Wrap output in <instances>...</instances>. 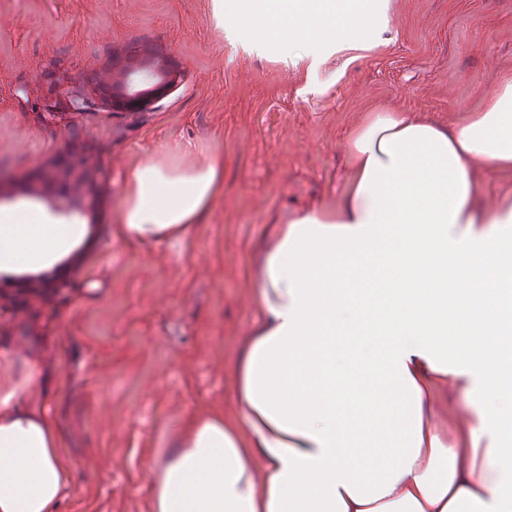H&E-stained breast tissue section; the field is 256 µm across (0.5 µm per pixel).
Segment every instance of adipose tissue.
Here are the masks:
<instances>
[{"label": "adipose tissue", "instance_id": "adipose-tissue-1", "mask_svg": "<svg viewBox=\"0 0 512 512\" xmlns=\"http://www.w3.org/2000/svg\"><path fill=\"white\" fill-rule=\"evenodd\" d=\"M216 26L247 27L248 52L288 39L289 68L315 75L331 56L380 47L368 28L387 13L367 0H250ZM351 173L333 205L275 215L254 264L255 316L235 363V410L184 418L157 467L150 512H512V386L494 346L512 242V196L477 197L480 174L512 177V71L481 111L457 123L420 112L369 114L346 138ZM192 142L149 155L127 174L114 239L187 236L224 187V165ZM95 227L37 203L0 205V288L67 282ZM495 289L494 305L466 299ZM465 337L448 342L449 315ZM45 352L29 336L0 348V512H60L73 460L44 406ZM396 393L372 430L356 381ZM449 393L455 434L433 423Z\"/></svg>", "mask_w": 512, "mask_h": 512}]
</instances>
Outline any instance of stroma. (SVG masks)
<instances>
[{
	"label": "stroma",
	"instance_id": "35a3bbf8",
	"mask_svg": "<svg viewBox=\"0 0 512 512\" xmlns=\"http://www.w3.org/2000/svg\"><path fill=\"white\" fill-rule=\"evenodd\" d=\"M377 37L383 48L308 80L278 48L233 50L210 0H0V204L38 201L97 228L66 286L0 297L13 335L49 339L46 406L75 464L61 512H149L181 420L234 406L274 214L335 202L345 138L370 109L478 111L512 69V0H390ZM157 64L175 78L167 94L114 109V85L147 88ZM77 96L88 111L67 110ZM185 140L224 160L206 221L177 242L113 239L126 170Z\"/></svg>",
	"mask_w": 512,
	"mask_h": 512
}]
</instances>
